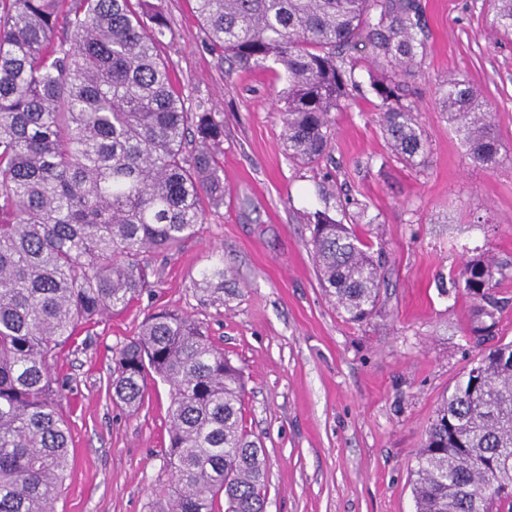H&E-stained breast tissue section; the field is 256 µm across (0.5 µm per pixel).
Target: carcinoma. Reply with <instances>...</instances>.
<instances>
[{
    "label": "carcinoma",
    "instance_id": "carcinoma-1",
    "mask_svg": "<svg viewBox=\"0 0 512 512\" xmlns=\"http://www.w3.org/2000/svg\"><path fill=\"white\" fill-rule=\"evenodd\" d=\"M212 48L233 69L277 64L288 158L320 160L330 113L358 86L343 59L375 51L370 81L391 151L424 164L427 138L406 78L426 53L419 0H194ZM512 34V0H491ZM172 34L149 0H0V512H51L69 468V426L50 372L80 327L140 294L145 253L197 233L204 204H224L214 147L224 124L189 112L160 57ZM437 105L466 154L506 158L481 91L439 81ZM321 288L350 322L368 319L385 280L346 225L313 214ZM502 266L466 261L454 287L472 298L471 333L498 325ZM112 399L141 403L147 379L171 390L170 482L151 512H266L265 450L243 425L244 374L203 326L162 310L112 356ZM416 512H512V342L481 353L443 397L417 456Z\"/></svg>",
    "mask_w": 512,
    "mask_h": 512
}]
</instances>
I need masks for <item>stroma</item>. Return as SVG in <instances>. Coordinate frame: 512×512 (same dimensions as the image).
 <instances>
[{
  "instance_id": "obj_1",
  "label": "stroma",
  "mask_w": 512,
  "mask_h": 512,
  "mask_svg": "<svg viewBox=\"0 0 512 512\" xmlns=\"http://www.w3.org/2000/svg\"><path fill=\"white\" fill-rule=\"evenodd\" d=\"M420 2L427 55L408 89L429 154L416 168L387 147L367 43L350 51L362 87L331 115L330 152L297 164L276 110L280 68L231 70L194 0H162L173 36L160 52L185 107L224 125V204L208 208L196 236L146 254V285L126 310L58 349L73 456L55 512H151L153 490L168 484V385L149 384L135 410L110 388L113 351L162 308L202 322L243 369L244 424L266 449L267 512H415L416 453L437 404L483 347L512 341V160L475 164L435 103L439 79L470 81L512 151V36L491 27L487 0ZM318 210L381 254L386 286L364 323L345 320L319 284L307 224ZM485 251L503 275L498 331L480 345L454 283ZM215 265L228 272L223 287H203Z\"/></svg>"
}]
</instances>
